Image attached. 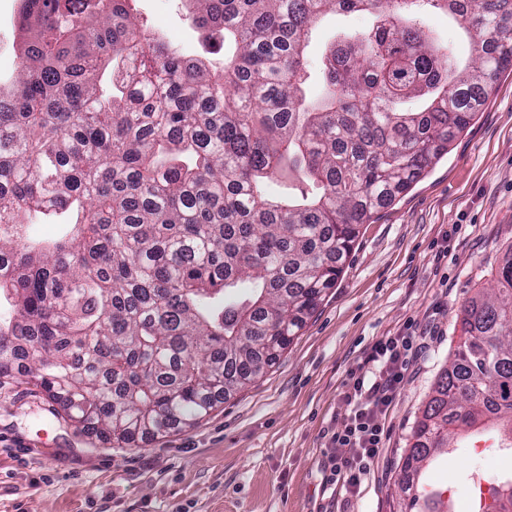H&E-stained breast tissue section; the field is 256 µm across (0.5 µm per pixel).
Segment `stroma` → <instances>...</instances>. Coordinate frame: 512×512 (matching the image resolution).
Segmentation results:
<instances>
[{
  "label": "stroma",
  "instance_id": "1",
  "mask_svg": "<svg viewBox=\"0 0 512 512\" xmlns=\"http://www.w3.org/2000/svg\"><path fill=\"white\" fill-rule=\"evenodd\" d=\"M19 0H0V79L16 74ZM133 14L172 47L222 66L182 0H134ZM366 13L327 15L309 62L342 32L368 30ZM512 255V70L447 155L362 225L334 288L288 350L254 385L194 425L113 448L58 416L40 388L15 375L0 385V512H332L321 491L327 432L350 408L348 373L374 341L412 323L425 343L386 421L387 437L354 512H399L394 481L421 411L460 336L462 309L497 286ZM479 427L437 456L422 485L454 512H476L475 462L494 479L512 461Z\"/></svg>",
  "mask_w": 512,
  "mask_h": 512
}]
</instances>
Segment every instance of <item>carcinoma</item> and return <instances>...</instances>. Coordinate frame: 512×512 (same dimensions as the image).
I'll list each match as a JSON object with an SVG mask.
<instances>
[{
    "instance_id": "carcinoma-1",
    "label": "carcinoma",
    "mask_w": 512,
    "mask_h": 512,
    "mask_svg": "<svg viewBox=\"0 0 512 512\" xmlns=\"http://www.w3.org/2000/svg\"><path fill=\"white\" fill-rule=\"evenodd\" d=\"M130 0H20L0 83V381L24 367L114 448L208 415L263 375L336 285L360 226L448 153L512 69V0H184L224 68L170 47ZM476 44L459 66L423 15ZM374 22L321 59L330 12ZM276 182L278 196L267 192ZM55 218L41 241L31 225ZM251 283L237 293L239 284ZM462 311L463 341L403 458L420 477L459 431L512 452V260ZM436 490L404 512H442Z\"/></svg>"
}]
</instances>
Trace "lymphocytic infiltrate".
I'll return each mask as SVG.
<instances>
[{
  "label": "lymphocytic infiltrate",
  "instance_id": "lymphocytic-infiltrate-1",
  "mask_svg": "<svg viewBox=\"0 0 512 512\" xmlns=\"http://www.w3.org/2000/svg\"><path fill=\"white\" fill-rule=\"evenodd\" d=\"M412 328L378 339L349 375L344 400L348 422L333 432L323 450L328 466L324 489L343 505L360 499L364 481L385 446V420L406 381L408 357L417 347Z\"/></svg>",
  "mask_w": 512,
  "mask_h": 512
}]
</instances>
